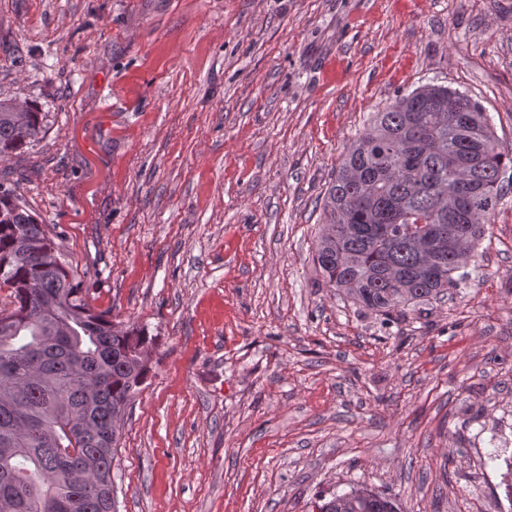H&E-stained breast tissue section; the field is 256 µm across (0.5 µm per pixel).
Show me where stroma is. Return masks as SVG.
<instances>
[{
	"label": "stroma",
	"instance_id": "35a3bbf8",
	"mask_svg": "<svg viewBox=\"0 0 512 512\" xmlns=\"http://www.w3.org/2000/svg\"><path fill=\"white\" fill-rule=\"evenodd\" d=\"M467 92L512 148V0H0V96L43 116L0 184L91 306L151 338L117 512H498L512 457V193L467 287L391 323L312 260L370 114ZM319 512H403L396 496L366 486L353 487L318 505Z\"/></svg>",
	"mask_w": 512,
	"mask_h": 512
}]
</instances>
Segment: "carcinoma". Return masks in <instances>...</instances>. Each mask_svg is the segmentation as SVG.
<instances>
[{
	"label": "carcinoma",
	"instance_id": "1",
	"mask_svg": "<svg viewBox=\"0 0 512 512\" xmlns=\"http://www.w3.org/2000/svg\"><path fill=\"white\" fill-rule=\"evenodd\" d=\"M0 99V156L42 131ZM512 151L465 92L425 85L372 113L324 200L313 261L324 282L384 318L467 283L507 187ZM0 512H116L118 424L150 372V338L117 329L73 283L54 238L0 185ZM319 512H403L354 487Z\"/></svg>",
	"mask_w": 512,
	"mask_h": 512
}]
</instances>
